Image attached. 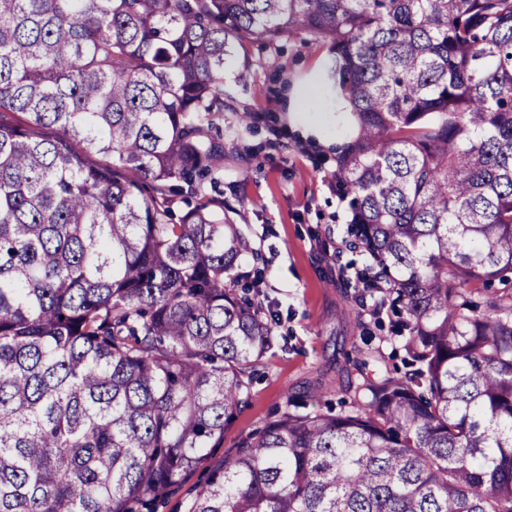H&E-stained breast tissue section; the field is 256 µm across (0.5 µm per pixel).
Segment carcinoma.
<instances>
[{
	"instance_id": "cac0c4a2",
	"label": "carcinoma",
	"mask_w": 512,
	"mask_h": 512,
	"mask_svg": "<svg viewBox=\"0 0 512 512\" xmlns=\"http://www.w3.org/2000/svg\"><path fill=\"white\" fill-rule=\"evenodd\" d=\"M290 36L410 370L288 397L187 512H512V0H0V512H157L224 437L275 335L210 117Z\"/></svg>"
}]
</instances>
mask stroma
Here are the masks:
<instances>
[{
    "mask_svg": "<svg viewBox=\"0 0 512 512\" xmlns=\"http://www.w3.org/2000/svg\"><path fill=\"white\" fill-rule=\"evenodd\" d=\"M327 45L308 37L252 41L229 58L227 96L216 119L224 166L205 194L223 200L248 242L242 269L260 270L255 293L275 316L274 349L256 367L248 401L224 428V442L159 512H185L211 468L261 430L294 394L331 364L362 363L367 375L402 374L401 339L391 310L374 316L380 295L365 287L377 266L350 232L348 197L330 172L355 128L328 77ZM315 92L326 120L318 134H290L288 90ZM248 209H241V200Z\"/></svg>",
    "mask_w": 512,
    "mask_h": 512,
    "instance_id": "obj_1",
    "label": "stroma"
}]
</instances>
